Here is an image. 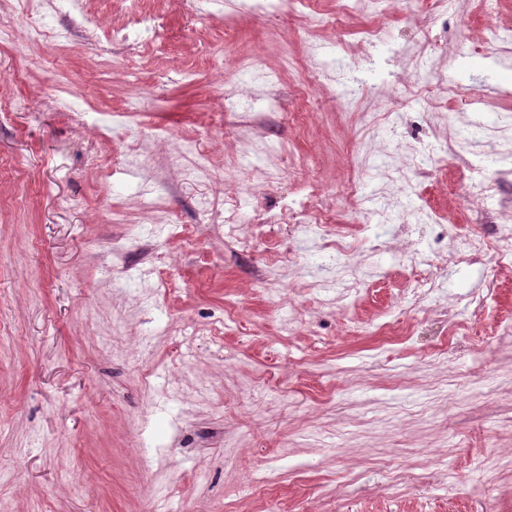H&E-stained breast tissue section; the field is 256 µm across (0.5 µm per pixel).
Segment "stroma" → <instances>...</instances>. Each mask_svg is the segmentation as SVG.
<instances>
[{
  "instance_id": "35a3bbf8",
  "label": "stroma",
  "mask_w": 512,
  "mask_h": 512,
  "mask_svg": "<svg viewBox=\"0 0 512 512\" xmlns=\"http://www.w3.org/2000/svg\"><path fill=\"white\" fill-rule=\"evenodd\" d=\"M158 7V40L130 51L101 54L80 33L0 46V94L42 100L0 112V512H512V234L484 270L448 263L400 305L429 268L392 260L398 219L372 180L384 151L444 153L452 127L482 152L490 127L512 141V66L481 41L486 23L512 30V0H454L433 25L412 0L347 16L338 0ZM377 25L412 85L379 74L329 98L332 57L382 60L363 37ZM427 35L437 53L422 52ZM253 61L260 77L242 81ZM458 85L479 110L458 108ZM136 139L151 167L120 171ZM187 141L211 168L183 183L167 156ZM493 169L448 160L400 207L439 212L457 250L500 200L455 188ZM313 180L327 228L284 213ZM218 185L238 223H204L197 203ZM144 188L172 223L130 205ZM377 222L380 238L360 232ZM330 231L352 269L324 248Z\"/></svg>"
}]
</instances>
